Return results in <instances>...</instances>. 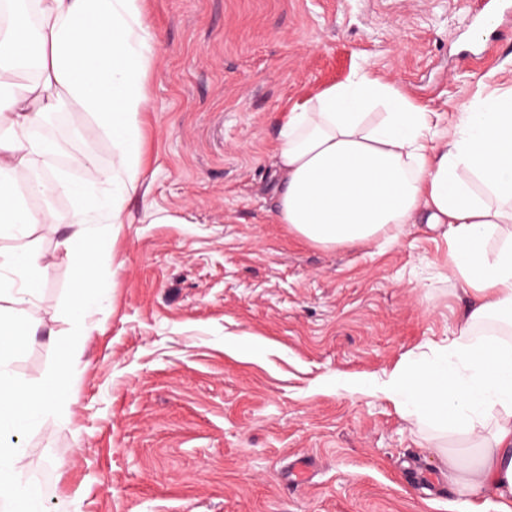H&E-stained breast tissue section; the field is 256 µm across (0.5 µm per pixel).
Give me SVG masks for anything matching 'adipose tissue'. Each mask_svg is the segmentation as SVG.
<instances>
[{"label":"adipose tissue","instance_id":"obj_1","mask_svg":"<svg viewBox=\"0 0 512 512\" xmlns=\"http://www.w3.org/2000/svg\"><path fill=\"white\" fill-rule=\"evenodd\" d=\"M38 26L13 14L0 30V233L34 223L25 196L50 186L35 174L36 158L58 152L30 129L57 101H76L110 134L114 157L95 169L112 186L105 213L76 211L60 241L74 270L69 307L75 332L89 334L95 301L90 223L119 224L123 201L143 186L140 115L148 108L144 81L151 60L143 0H36ZM33 65L42 84L16 81ZM433 115L370 71L332 85L296 105L279 126L272 178L276 223L319 246L357 247L394 238L406 224L448 227V271L472 298L444 360L401 368L384 395L439 432L464 430L486 438L477 462L454 484L469 500L494 494L512 512V93L457 113L447 139H437ZM481 182V199L471 189ZM53 264L24 243L0 251V433L23 431L48 408L66 405L64 376L28 385L8 371L35 333L31 305ZM486 328L490 337L479 336ZM494 368H486L485 357ZM25 451L0 448V499L10 512H42L40 488L24 477Z\"/></svg>","mask_w":512,"mask_h":512}]
</instances>
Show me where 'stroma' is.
<instances>
[{
	"label": "stroma",
	"instance_id": "stroma-1",
	"mask_svg": "<svg viewBox=\"0 0 512 512\" xmlns=\"http://www.w3.org/2000/svg\"><path fill=\"white\" fill-rule=\"evenodd\" d=\"M156 37L142 114L144 191L124 223L89 225L98 304L72 332L59 241L80 206L55 190L112 165V138L75 101L36 223L0 235L53 256L10 364L36 386L66 370L69 404L0 437L26 450L44 512H470L461 466L478 442L433 434L377 388L435 360L469 302L448 272V227L323 247L276 223L279 124L297 103L367 69L439 132L512 91V0L478 28L464 0H145ZM70 364L61 368L60 354ZM438 445L426 447L427 435ZM313 475L294 482V463Z\"/></svg>",
	"mask_w": 512,
	"mask_h": 512
}]
</instances>
